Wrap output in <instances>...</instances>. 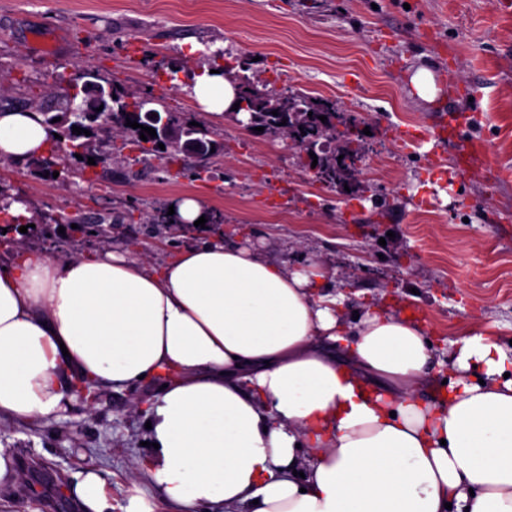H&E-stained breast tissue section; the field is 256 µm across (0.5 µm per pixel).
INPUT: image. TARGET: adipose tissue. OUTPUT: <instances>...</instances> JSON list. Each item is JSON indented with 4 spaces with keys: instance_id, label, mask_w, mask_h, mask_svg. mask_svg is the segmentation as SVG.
I'll return each mask as SVG.
<instances>
[{
    "instance_id": "ef3b65f1",
    "label": "adipose tissue",
    "mask_w": 512,
    "mask_h": 512,
    "mask_svg": "<svg viewBox=\"0 0 512 512\" xmlns=\"http://www.w3.org/2000/svg\"><path fill=\"white\" fill-rule=\"evenodd\" d=\"M192 95L216 116L237 97L207 70ZM50 138L37 113H0V157L38 156ZM205 213L175 202L172 224L195 241L157 266L112 250L22 253L0 269V413L52 418L78 380L159 384L143 472L179 512H512V355L496 339L456 337L432 403L421 324L378 306L345 316L319 267L224 242L198 227ZM70 495L112 512L97 470Z\"/></svg>"
}]
</instances>
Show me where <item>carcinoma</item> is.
<instances>
[{
	"label": "carcinoma",
	"instance_id": "obj_1",
	"mask_svg": "<svg viewBox=\"0 0 512 512\" xmlns=\"http://www.w3.org/2000/svg\"><path fill=\"white\" fill-rule=\"evenodd\" d=\"M116 99L108 104V110L119 113V116L108 129L102 126L94 127L90 135L73 133L69 126L60 125L54 122V116L49 113H43L45 123L59 137L52 138L47 149L48 156L39 159L44 173L51 177L55 171V160L60 154H66L70 159H76V155L84 158L92 157L95 159V165H106L112 161V149L100 146L103 135L114 130L121 132L122 137L127 140V144L139 150L143 155H150L159 161H166L170 164L178 159V154L170 150H162L157 145H146V142L140 139L139 129H134L126 125V121H135L141 117L136 112L137 106L141 101L146 100L150 103L155 101V97L149 92L133 94L128 92L123 86L112 83ZM238 102L246 103L247 108H238V111L248 113L249 119L256 120V124L264 127L271 133H280L297 142L302 148H307L312 140L323 141L324 144L331 142H340L339 149L333 152H327L321 155L317 160L316 178L328 188H336L350 176L358 172V163L363 156V138L358 134L361 121L353 115H343L341 120H336L337 109L336 101L329 98H311L298 95L288 91L268 94L260 92L253 81L242 77L238 81ZM285 100L288 102V111L273 115V103L276 100ZM327 117L323 122L320 117ZM7 207L0 206V223L5 225L7 231L15 233V242H20L27 237V234L33 231V228H27V232L19 231L21 223L13 218L4 217ZM168 208L155 207L152 212L145 216L144 223L150 225L152 232L161 238L167 237L171 233L172 227L167 215ZM71 223L78 225V229L86 235H94L101 239L111 238L108 232L109 226L114 224L112 214H97L88 219L75 218Z\"/></svg>",
	"mask_w": 512,
	"mask_h": 512
}]
</instances>
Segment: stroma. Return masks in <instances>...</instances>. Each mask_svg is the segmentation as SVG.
<instances>
[{
    "label": "stroma",
    "instance_id": "1",
    "mask_svg": "<svg viewBox=\"0 0 512 512\" xmlns=\"http://www.w3.org/2000/svg\"><path fill=\"white\" fill-rule=\"evenodd\" d=\"M49 48L58 57L50 70ZM219 52L227 79L234 59L247 57L259 90L331 98L362 119L370 134L349 190L314 181L304 151L247 129L240 114L183 110L188 73ZM87 66L205 124L224 143L216 177L193 181L135 151L89 183L0 160V186L28 215L111 213L112 248L156 262L188 244L189 232L163 242L128 214L192 195L223 213L225 239L280 264L320 265L349 304L405 310L435 338L438 361L451 360L460 335L512 341V15L495 0H0L1 111L58 112L76 68ZM419 66L434 71L436 103L450 105L460 139L478 142L490 168L461 175L448 146L404 140L437 118L408 83ZM154 391H102L48 420L1 415L0 448L21 480L0 493V512H77L68 487L87 468L122 512L136 460L154 453L136 408Z\"/></svg>",
    "mask_w": 512,
    "mask_h": 512
}]
</instances>
